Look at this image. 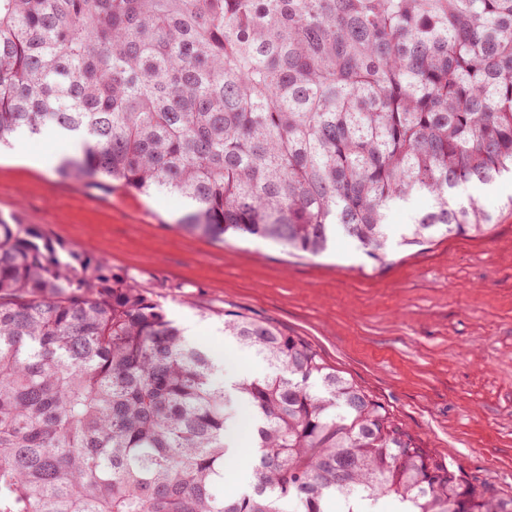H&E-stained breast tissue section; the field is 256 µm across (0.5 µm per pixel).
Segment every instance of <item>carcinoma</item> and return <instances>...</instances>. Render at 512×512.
<instances>
[{
    "label": "carcinoma",
    "mask_w": 512,
    "mask_h": 512,
    "mask_svg": "<svg viewBox=\"0 0 512 512\" xmlns=\"http://www.w3.org/2000/svg\"><path fill=\"white\" fill-rule=\"evenodd\" d=\"M46 130L78 145L59 177L178 195L195 235L380 264L486 236L454 193L512 176V0H0V148ZM224 335L266 367L230 390L141 288L0 216V512H512L302 337ZM427 205L425 198H417L402 208L394 209L389 217L388 223L397 230L402 224H411L416 214Z\"/></svg>",
    "instance_id": "carcinoma-1"
}]
</instances>
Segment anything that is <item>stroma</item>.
<instances>
[{"label":"stroma","instance_id":"obj_1","mask_svg":"<svg viewBox=\"0 0 512 512\" xmlns=\"http://www.w3.org/2000/svg\"><path fill=\"white\" fill-rule=\"evenodd\" d=\"M29 165L0 164V214L16 215L55 246L103 259L191 330L224 375L265 365L224 337L234 310L272 321L383 403L422 447L512 497V181L465 187L498 212L487 237L453 236L375 265L340 241L319 257L260 239L226 243L186 233L174 195L59 179L35 159L70 148L53 131L19 136Z\"/></svg>","mask_w":512,"mask_h":512}]
</instances>
